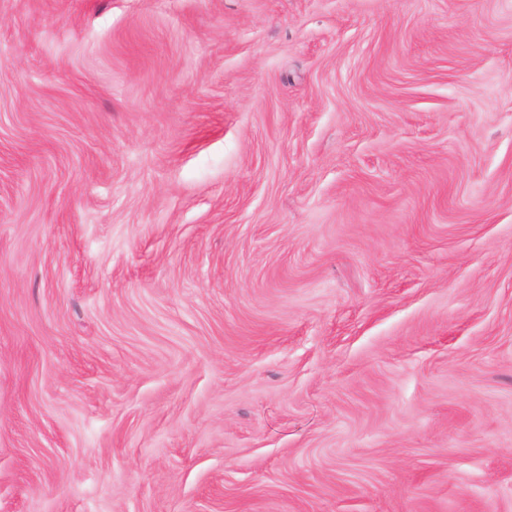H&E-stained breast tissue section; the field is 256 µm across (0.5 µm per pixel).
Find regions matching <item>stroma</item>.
<instances>
[{"mask_svg":"<svg viewBox=\"0 0 512 512\" xmlns=\"http://www.w3.org/2000/svg\"><path fill=\"white\" fill-rule=\"evenodd\" d=\"M0 512H512V0H0Z\"/></svg>","mask_w":512,"mask_h":512,"instance_id":"35a3bbf8","label":"stroma"}]
</instances>
